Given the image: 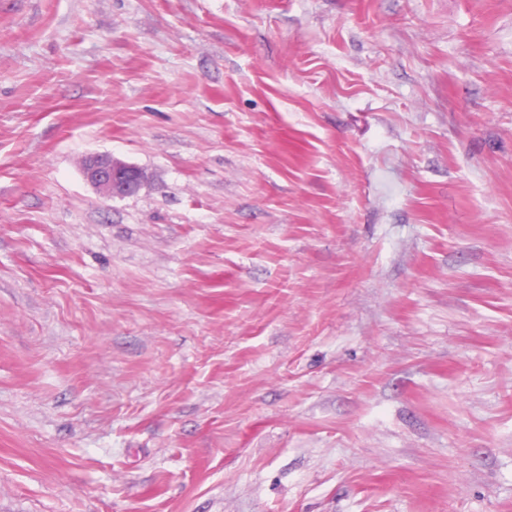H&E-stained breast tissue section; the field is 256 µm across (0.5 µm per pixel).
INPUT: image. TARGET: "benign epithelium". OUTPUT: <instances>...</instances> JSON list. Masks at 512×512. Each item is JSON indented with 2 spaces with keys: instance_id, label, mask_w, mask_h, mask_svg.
Masks as SVG:
<instances>
[{
  "instance_id": "obj_1",
  "label": "benign epithelium",
  "mask_w": 512,
  "mask_h": 512,
  "mask_svg": "<svg viewBox=\"0 0 512 512\" xmlns=\"http://www.w3.org/2000/svg\"><path fill=\"white\" fill-rule=\"evenodd\" d=\"M85 180L109 198L137 194L147 181L145 171L109 154H96L82 161Z\"/></svg>"
}]
</instances>
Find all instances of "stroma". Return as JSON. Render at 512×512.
<instances>
[{
    "label": "stroma",
    "mask_w": 512,
    "mask_h": 512,
    "mask_svg": "<svg viewBox=\"0 0 512 512\" xmlns=\"http://www.w3.org/2000/svg\"><path fill=\"white\" fill-rule=\"evenodd\" d=\"M0 512H512V0H0ZM82 173L89 184L109 198L136 195L147 181L143 169L109 154L86 156Z\"/></svg>",
    "instance_id": "stroma-1"
}]
</instances>
